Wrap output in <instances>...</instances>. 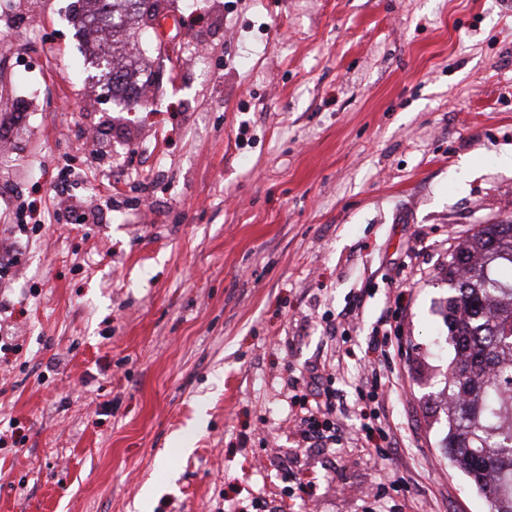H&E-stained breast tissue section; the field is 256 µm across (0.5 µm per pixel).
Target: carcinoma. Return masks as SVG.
Wrapping results in <instances>:
<instances>
[{
    "instance_id": "1",
    "label": "carcinoma",
    "mask_w": 512,
    "mask_h": 512,
    "mask_svg": "<svg viewBox=\"0 0 512 512\" xmlns=\"http://www.w3.org/2000/svg\"><path fill=\"white\" fill-rule=\"evenodd\" d=\"M448 286L439 308L454 351L443 372L445 453L490 512H512L511 220L456 246Z\"/></svg>"
}]
</instances>
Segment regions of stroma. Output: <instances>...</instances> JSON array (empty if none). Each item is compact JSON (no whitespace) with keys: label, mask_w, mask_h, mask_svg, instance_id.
Returning <instances> with one entry per match:
<instances>
[{"label":"stroma","mask_w":512,"mask_h":512,"mask_svg":"<svg viewBox=\"0 0 512 512\" xmlns=\"http://www.w3.org/2000/svg\"><path fill=\"white\" fill-rule=\"evenodd\" d=\"M84 6L0 12V225L41 211L0 291V512H488L443 449L436 305L512 220V5L163 0L177 58L137 20L116 47L144 108L103 92ZM389 328L397 387L360 405ZM321 360L336 450L299 435Z\"/></svg>","instance_id":"stroma-1"}]
</instances>
